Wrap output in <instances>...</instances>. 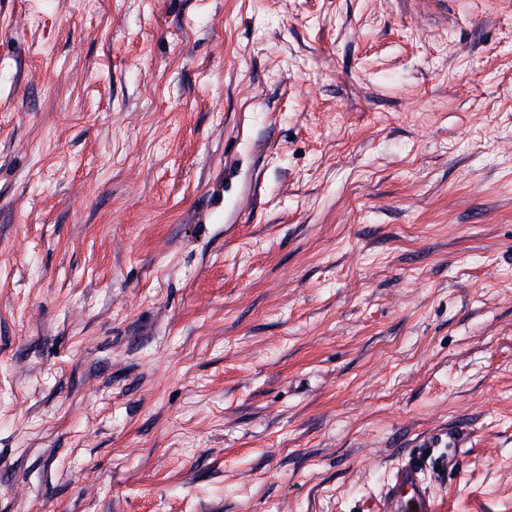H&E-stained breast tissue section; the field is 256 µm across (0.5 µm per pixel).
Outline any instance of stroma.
Wrapping results in <instances>:
<instances>
[{"instance_id":"stroma-1","label":"stroma","mask_w":512,"mask_h":512,"mask_svg":"<svg viewBox=\"0 0 512 512\" xmlns=\"http://www.w3.org/2000/svg\"><path fill=\"white\" fill-rule=\"evenodd\" d=\"M448 427L512 512V0H0V512H357Z\"/></svg>"}]
</instances>
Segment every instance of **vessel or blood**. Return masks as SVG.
<instances>
[{
	"instance_id": "obj_1",
	"label": "vessel or blood",
	"mask_w": 512,
	"mask_h": 512,
	"mask_svg": "<svg viewBox=\"0 0 512 512\" xmlns=\"http://www.w3.org/2000/svg\"><path fill=\"white\" fill-rule=\"evenodd\" d=\"M466 440V434L458 429L423 439L422 445L430 450V458H409L402 462L381 492L366 501L363 512H438L428 471L434 465L448 471L456 469Z\"/></svg>"
}]
</instances>
